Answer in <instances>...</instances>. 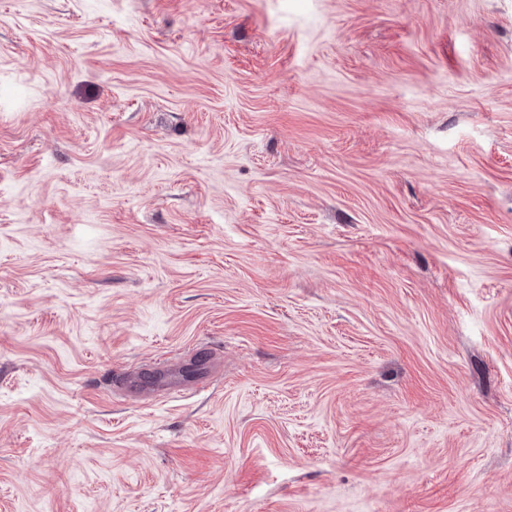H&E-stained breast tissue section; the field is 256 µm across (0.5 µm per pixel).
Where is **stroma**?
I'll use <instances>...</instances> for the list:
<instances>
[{"instance_id":"stroma-1","label":"stroma","mask_w":512,"mask_h":512,"mask_svg":"<svg viewBox=\"0 0 512 512\" xmlns=\"http://www.w3.org/2000/svg\"><path fill=\"white\" fill-rule=\"evenodd\" d=\"M0 512H512V0H0ZM143 370L144 369L133 373H124L121 375V386L125 389L126 393L130 397L145 398L162 391H170L174 396H182L186 391L199 388L205 382V380H202L201 382L195 383L193 385H185L178 382L168 381L159 384L149 390H146L140 384V375Z\"/></svg>"}]
</instances>
